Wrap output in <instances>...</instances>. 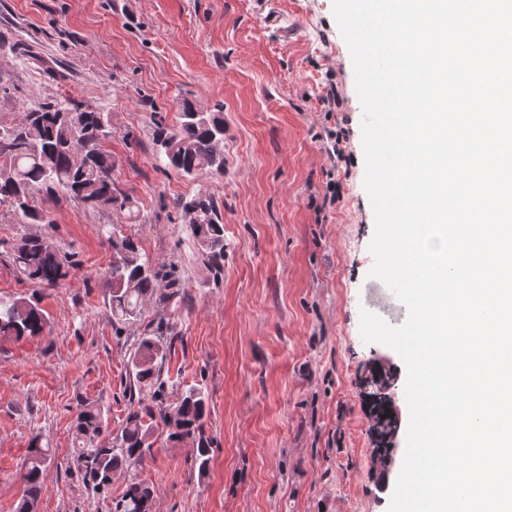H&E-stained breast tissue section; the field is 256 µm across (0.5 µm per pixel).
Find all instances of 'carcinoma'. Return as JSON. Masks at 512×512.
Masks as SVG:
<instances>
[{"mask_svg": "<svg viewBox=\"0 0 512 512\" xmlns=\"http://www.w3.org/2000/svg\"><path fill=\"white\" fill-rule=\"evenodd\" d=\"M223 105L214 112H201L186 101L178 125H155L152 140L161 168H172L187 177L201 171L224 174ZM109 136L105 113L84 108L70 98L40 103L28 110L17 124L0 123V205L19 224H51L43 202L63 196L93 208L112 210L135 222L133 198L112 177L115 162L102 149ZM182 223L188 225L213 279L224 273V224L217 203L198 193L174 201ZM112 248L118 260L102 275L108 290V307L117 324H131L141 317L143 305L153 299L168 305L180 303L185 294L176 267L157 265L143 256L137 241L112 231ZM11 263L26 280L54 285L77 266L74 255L55 247L46 236H22L12 248ZM49 317L32 294L14 299L0 298V340L41 335ZM170 319L161 316L155 328L138 338L130 354L138 393H129L131 408L117 434L109 430L104 410L89 403L81 406L73 431L78 447L74 469L86 489L101 494L120 469L135 468L150 454L156 428L166 429L167 439L197 440L194 464L206 472L211 446L204 435L208 411L205 393L185 391L173 405L166 404L168 379L164 377L167 355L161 337L172 335ZM52 461V448L34 437L23 464L24 494L18 512H36L43 489V475ZM153 489L130 480L113 501L114 512H149Z\"/></svg>", "mask_w": 512, "mask_h": 512, "instance_id": "cac0c4a2", "label": "carcinoma"}]
</instances>
